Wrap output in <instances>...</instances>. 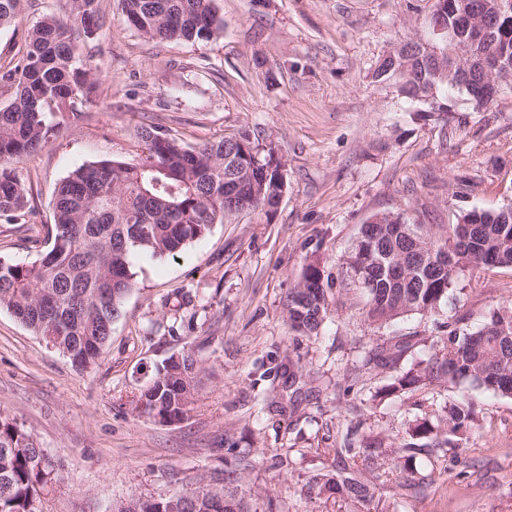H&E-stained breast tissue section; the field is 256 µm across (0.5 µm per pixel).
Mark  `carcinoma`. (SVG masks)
I'll return each mask as SVG.
<instances>
[{
	"instance_id": "carcinoma-1",
	"label": "carcinoma",
	"mask_w": 512,
	"mask_h": 512,
	"mask_svg": "<svg viewBox=\"0 0 512 512\" xmlns=\"http://www.w3.org/2000/svg\"><path fill=\"white\" fill-rule=\"evenodd\" d=\"M27 0H0V26L9 25L25 10ZM450 0H434L424 23L454 24ZM213 0H121L126 23L140 36L156 40L207 41L221 21ZM98 0H71L67 19L48 15L23 35L16 61L0 65V217L16 223L33 214L32 188L20 180L16 164L42 149L61 127L78 122V105L88 100L95 74L84 58L79 38L96 31ZM438 53L417 49L394 61L380 58L372 72L379 82H391L398 96L432 112H448L437 91L450 85L441 71L454 63L453 47L435 40ZM478 59L486 55L498 64L496 73L512 84V9L504 12L485 40L470 46ZM484 73L478 64L459 89L473 111L494 99L483 92ZM279 160L274 149L260 152L248 134L223 137L200 145H185L157 128L140 132L138 159L100 161L83 165L58 186L49 246L31 263L0 257V308L8 310L32 333L69 358L78 370L96 367L112 336V325L123 315L126 296L135 287L131 259L135 256L173 258L191 242L205 237L212 225L238 212L228 195L247 201L251 212L274 214L282 192ZM512 268V205L487 211L473 208L455 224H417L404 212L376 214L360 227L339 261L336 275L310 260L288 292L287 319L298 336H317L330 312L333 286L361 291L368 324L382 326L409 315L436 316L467 268ZM442 346L406 372L378 388L372 399L400 397L427 390L441 394L448 385L467 382L494 395L512 399V302L488 310L476 328L461 319L439 325ZM405 347L376 346L362 365L385 367L401 358ZM201 367L190 354L171 357L134 396L133 410L163 424L185 420L198 388ZM289 404L305 385L304 370L288 361ZM471 403L445 400L431 418L406 423L409 440L397 446L409 461L419 451L448 454L460 447L474 427ZM336 457L361 464L373 476L352 472L297 475L306 494L340 493L360 503L378 491L379 448L346 441ZM256 461L240 455L222 471L202 476L193 490L176 489L159 498H134L124 512H169V501L192 495L205 498L210 487L224 490L223 512H251L243 491ZM59 479L54 462L39 456L33 434L13 418L0 415V512H40L46 487ZM396 483L408 493L420 483L406 465Z\"/></svg>"
}]
</instances>
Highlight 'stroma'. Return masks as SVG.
I'll return each instance as SVG.
<instances>
[{
  "label": "stroma",
  "instance_id": "obj_1",
  "mask_svg": "<svg viewBox=\"0 0 512 512\" xmlns=\"http://www.w3.org/2000/svg\"><path fill=\"white\" fill-rule=\"evenodd\" d=\"M433 0H214L223 25L203 42H152L124 21L119 0H99L103 23L81 47L97 86L82 119L25 157L18 174L33 187L28 224L0 218V256L27 263L46 248L52 201L76 168L137 157L142 127L193 145L240 131L274 148L287 188L273 217L244 215L213 225L175 259L132 260L135 286L97 367L70 360L0 309V413L16 418L60 466L41 512H110L113 503L160 497L223 468L226 435L257 467L252 512H512V400L467 385L479 417L457 456L412 461L428 488L404 495L386 454L384 488L369 506L307 497L294 477L332 469L331 451L348 427L393 443L405 422L424 417L425 393L371 401L370 394L421 358L437 336L432 317L412 315L369 328L364 299L347 288L330 297L319 335L294 338L288 291L305 263L335 272L361 224L386 212L419 224H453L462 210L512 204V90L486 111L464 91L450 113L426 115L398 98L372 69L393 43L428 41ZM67 0H31L19 22L0 27V63L44 16ZM443 317L477 327L489 307L512 300V268L466 269ZM403 341L386 368L349 373L367 347ZM202 365L197 400L182 422L135 413L131 400L170 356ZM309 373V397L293 414L273 408L269 376L287 354ZM288 459L278 466V456Z\"/></svg>",
  "mask_w": 512,
  "mask_h": 512
}]
</instances>
